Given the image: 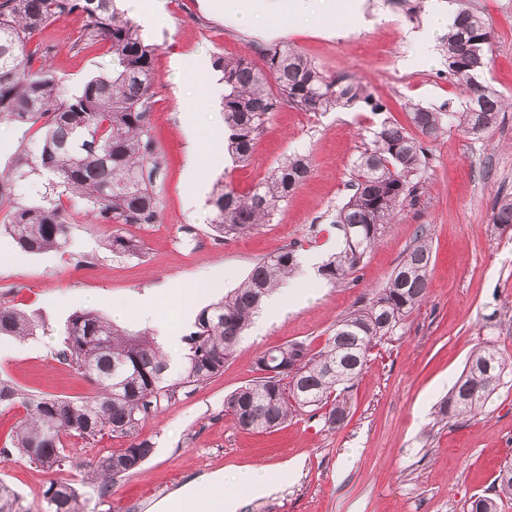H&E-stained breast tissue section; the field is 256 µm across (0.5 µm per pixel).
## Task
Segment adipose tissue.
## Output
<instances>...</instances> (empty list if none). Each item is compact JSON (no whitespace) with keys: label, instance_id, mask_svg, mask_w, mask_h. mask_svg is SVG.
<instances>
[{"label":"adipose tissue","instance_id":"adipose-tissue-1","mask_svg":"<svg viewBox=\"0 0 512 512\" xmlns=\"http://www.w3.org/2000/svg\"><path fill=\"white\" fill-rule=\"evenodd\" d=\"M312 0H226L224 12L243 24H254L259 17L275 20L281 16L301 17ZM270 483L264 471L241 469L233 476L214 473L203 485L191 484L178 499L165 504L164 512H236L242 498H254L267 492Z\"/></svg>","mask_w":512,"mask_h":512}]
</instances>
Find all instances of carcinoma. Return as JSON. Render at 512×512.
I'll return each mask as SVG.
<instances>
[{
  "label": "carcinoma",
  "instance_id": "cac0c4a2",
  "mask_svg": "<svg viewBox=\"0 0 512 512\" xmlns=\"http://www.w3.org/2000/svg\"><path fill=\"white\" fill-rule=\"evenodd\" d=\"M454 5L445 48L448 74L466 91L468 104L448 113V124L467 135L496 126L502 96L485 80L491 34L469 6ZM79 12L85 17L83 40L110 44L112 68L69 93L47 70L33 69L26 51L30 36L51 19ZM158 45L148 43L116 0H0V121L27 124L47 118L35 161L18 157L0 173V195L40 172L49 193L40 203L10 211L4 232L23 251L41 254L68 244L69 225L62 199L79 203L99 224L113 230L105 246L114 255L133 256L142 242L123 232L128 224H156L160 210L153 189L158 152L148 115ZM263 66L245 57L217 58L212 66L224 76V125L235 161H249L256 140L282 105L305 112H329L359 104L383 110L357 80L326 74L304 55L281 42L265 49ZM419 135L388 123L353 161L352 193L336 213L340 243L318 269L329 284L352 275L376 244L385 226L414 198L416 176L426 164L420 137L435 139L442 113L412 106ZM311 172L309 156L294 153L275 166L248 193L226 186L213 192L211 226L222 237H238L270 223L281 204ZM498 231L512 228V199H499L492 212ZM432 251L428 235L417 237L384 287L336 323L319 352L296 341L262 352L284 367L277 376L256 377L224 400V411L242 429L270 431L297 414L324 411L334 429L349 415L348 393L371 350L390 339L426 299ZM296 251L286 249L256 263L239 286L200 311L195 331L184 337L183 363L171 372L164 353L146 333H131L94 311H76L66 321L60 359L95 385L94 395L73 400L32 394L0 379V408H22L11 445L20 456L51 472L71 464L63 441L76 437L90 444L104 436L131 437L142 420L155 414L177 390L202 383L224 369L240 337L262 311L264 299L296 275ZM39 323L10 306H0V337L24 340L37 335ZM512 359L484 344L467 358L456 383L436 411L437 421L474 417L495 393ZM147 441L99 456L87 464L83 484L100 488L139 469L154 454ZM49 512H83L84 492L69 482L51 481L44 492ZM512 500V463L496 478L492 497L478 496L468 512H499Z\"/></svg>",
  "mask_w": 512,
  "mask_h": 512
}]
</instances>
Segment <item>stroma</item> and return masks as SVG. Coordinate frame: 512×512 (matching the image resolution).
<instances>
[{"label":"stroma","mask_w":512,"mask_h":512,"mask_svg":"<svg viewBox=\"0 0 512 512\" xmlns=\"http://www.w3.org/2000/svg\"><path fill=\"white\" fill-rule=\"evenodd\" d=\"M405 2L402 11L394 0H359L354 14L245 28L213 0H159L163 20L142 35L158 46L149 123L161 157L154 181L160 220L129 225L143 249L116 256L104 245L110 226L67 201V248L24 252L16 265L1 262L0 305L35 317L45 331L22 341L0 338L6 351L0 377L49 395H93V385L58 356L72 312L94 310L109 319L113 306L122 304L119 325L144 332L148 326L129 302L145 290L223 279V287L206 288L199 299L205 306L237 287L260 259L284 248L301 257L335 252L336 211L350 193L352 163L382 124L411 128L415 104L444 113L465 107L464 94L448 77L444 31L420 39L433 12H448V0ZM470 3L491 30L487 79L510 102L498 125L477 138L446 127L424 140L426 167L414 199L355 273L334 286L318 276L297 281L304 303L272 319L263 333L245 331L219 374L163 403L140 423L136 438L107 436L91 445L69 439L73 464L52 473L10 452L23 411H1L0 482L16 493V512H45L50 481L79 483L89 460L135 439L151 442L154 455L105 495L90 493L85 512H156L184 486L243 468L267 471L271 489L248 500L241 512H466L471 498L490 494L500 467L512 460V374L476 417L434 421L476 345L491 343L512 356V230L490 226L497 196L512 194V0ZM82 25L80 15L60 16L29 43L34 67L48 69L73 92L112 65L105 43H80ZM274 42L288 43L327 74L361 81L384 111L352 106L309 119L282 105L250 161L226 156L213 164L204 154L195 178H188L189 137L207 143L206 118L222 112V100L205 89L217 75L213 59L244 55L258 63ZM176 54L194 55L193 74L173 70ZM186 112L194 119L190 130ZM40 136L39 125L0 121V170L20 150L33 149ZM294 152L309 156L312 172L272 223L230 239L212 231L208 200L216 182L247 191ZM421 227L433 253L428 298L372 351L350 391L345 423L327 429L316 411L271 432L238 427L225 414L224 401L254 378L256 357L293 341L323 349L337 321L385 285Z\"/></svg>","instance_id":"obj_1"}]
</instances>
